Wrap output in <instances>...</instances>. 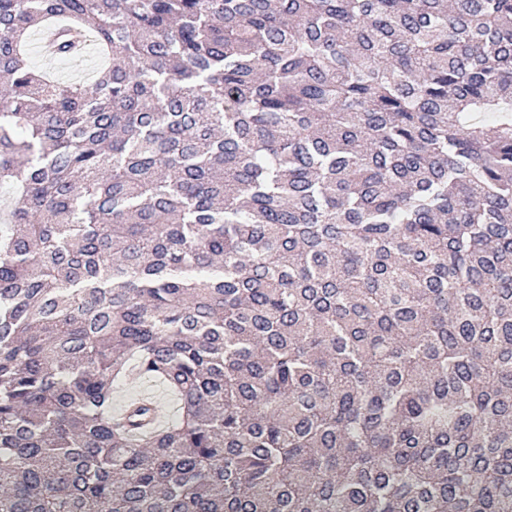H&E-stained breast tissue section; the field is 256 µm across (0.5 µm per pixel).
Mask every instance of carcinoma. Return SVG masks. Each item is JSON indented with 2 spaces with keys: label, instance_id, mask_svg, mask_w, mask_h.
Wrapping results in <instances>:
<instances>
[{
  "label": "carcinoma",
  "instance_id": "obj_1",
  "mask_svg": "<svg viewBox=\"0 0 512 512\" xmlns=\"http://www.w3.org/2000/svg\"><path fill=\"white\" fill-rule=\"evenodd\" d=\"M0 512H512V0H0ZM38 36L39 34L34 32V35L30 37L26 45L27 53L34 65L38 69H46L49 71L53 81L64 83L75 79L79 70L82 68L81 64L78 61H71L64 64L47 60L40 54L37 48ZM142 394L152 396L166 417H172L177 412V397L164 384L155 381L117 382L112 391L113 410L118 411L131 399Z\"/></svg>",
  "mask_w": 512,
  "mask_h": 512
}]
</instances>
